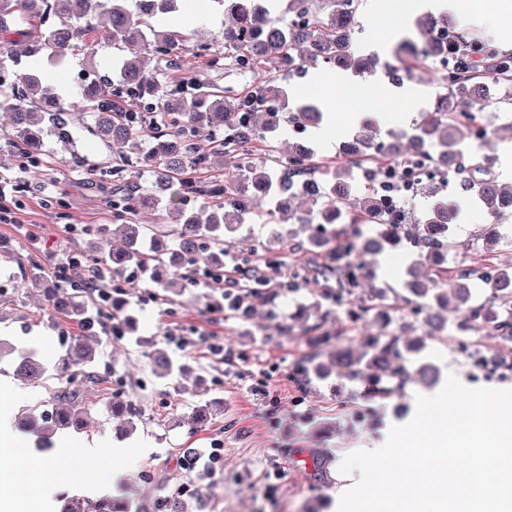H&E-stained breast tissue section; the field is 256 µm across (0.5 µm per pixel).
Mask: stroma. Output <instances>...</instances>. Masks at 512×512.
<instances>
[{
	"instance_id": "35a3bbf8",
	"label": "stroma",
	"mask_w": 512,
	"mask_h": 512,
	"mask_svg": "<svg viewBox=\"0 0 512 512\" xmlns=\"http://www.w3.org/2000/svg\"><path fill=\"white\" fill-rule=\"evenodd\" d=\"M487 118L492 134L484 150L496 156L499 180L510 183L512 112L491 109ZM45 149L46 164L34 178L13 157H0V177L28 183L18 195L16 223H0V338L27 346L50 364L63 351L61 334L83 333L80 322L50 309L43 293L63 255L85 245L65 228L111 223L112 210L85 174L64 163L53 138H46ZM126 293L136 330L118 337L111 321L97 325L98 380L83 387L94 409L74 436L122 437L124 421L111 415L109 402L113 379L123 380L124 398L141 405L143 413L135 431L123 437L128 454L113 458L112 469L139 512H159L174 493L185 512H336L344 457L383 445L391 426L413 417L417 395L438 393L451 374L469 387L512 389V377L484 378L456 354L449 337L426 336L420 326L409 337L423 339L420 355L436 365V384H408L399 401L367 397L359 382L335 367L327 379L300 385L295 363L304 344L286 312L311 302L312 287L273 301L256 298L246 319L211 310L201 288L174 291L165 299L139 281ZM158 350L184 364V372L159 376L151 363ZM261 385L269 400L254 395ZM208 402L215 403V415L196 425L197 407ZM215 442L224 448L220 469L186 467L188 458ZM315 448L330 453L320 472L309 463Z\"/></svg>"
}]
</instances>
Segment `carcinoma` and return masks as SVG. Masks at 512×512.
Segmentation results:
<instances>
[{
  "label": "carcinoma",
  "instance_id": "obj_1",
  "mask_svg": "<svg viewBox=\"0 0 512 512\" xmlns=\"http://www.w3.org/2000/svg\"><path fill=\"white\" fill-rule=\"evenodd\" d=\"M182 0H0V72L5 62L25 54L31 64L9 73L10 83L0 85V113L11 128L8 146L20 159L22 170L39 174L45 162L43 138L50 134L73 164L92 175L97 166L76 149L74 126L114 155L112 186L101 185L112 205V223L91 228L87 250L72 255L71 265L57 273L64 291L49 295L52 305L70 318L82 321L87 308L80 300L94 268L107 266L109 281L96 285L95 301L109 304V318L119 317L125 289L121 285L130 267L143 278L155 281L156 264L167 262L180 272L181 287L208 288L218 285L199 277V253H210V266L224 268L221 257L233 254L232 240L250 234L254 224H311L313 232L299 246L265 247L262 258L268 269H279L284 260L293 262L288 291L302 286L323 285L308 307L300 312L306 321L302 335L308 350L296 362L300 381L326 376V356L347 377L364 383L366 396L401 397L410 382L430 384L438 377L436 366L410 358L403 340L405 330L421 322L428 332L448 327L447 312L459 317L455 327L476 336H512V263L497 261L502 236L498 228L512 214V184L500 181L492 170V158L470 139L474 114H484L492 105L512 111V93L489 103L486 84L492 81L512 90V53L485 56L477 42L458 34L445 43L433 38L444 25L429 16L417 33L403 37L391 56H364L357 50L358 27L355 0H288V17L278 23L268 17L262 0H209V8L223 17L214 39H193L192 31L174 24ZM310 13L303 24L294 23L301 10ZM102 25L115 53L107 66L108 76L80 87L82 111L66 107L65 87L49 74L67 67L75 42ZM224 42V51L214 41ZM448 57L452 71L435 72L440 90L433 110L398 137L382 143L374 123H363L345 145V155L361 159L323 163L300 157L309 153L302 146L275 156L283 114L288 122L304 128L319 126V106L299 101L289 104V95L276 84V72L288 64L297 69L306 64H325L345 73L362 76L377 67L402 72L413 78L429 66V59ZM232 71L251 78L241 91L222 88L214 76ZM434 150L436 160L448 166L447 173L461 195L484 210L492 223L483 244H471L476 264L493 265V275L484 284L486 297L478 302V285L470 269L444 264L445 254L457 247L455 224L448 209L432 204L420 216L388 203L374 189L385 161L402 162L411 148ZM171 191L175 211L183 224L165 230L163 224H142L139 216L155 191ZM171 233L176 244L171 252L159 246ZM119 239L124 246L112 247ZM405 240L421 242L418 260L408 267L401 297L393 288L365 290L372 278L364 261L368 254H383ZM236 271L229 288L255 293L269 290L267 279L253 274L251 261L236 258ZM453 290L454 306L441 293ZM336 306L355 324L365 318L378 325L357 347L334 337L342 331H321L323 301ZM416 304L425 312L420 320L392 327L401 311L399 301ZM90 337L75 336L65 356L58 359L55 374L32 353L15 352L0 340V357L15 354L16 375L40 386L57 377L66 386L50 393L49 413L19 419L27 431L44 439L59 428H77L90 406L81 388L96 380L83 366L94 362L96 352ZM161 374L181 372L164 352L154 356ZM110 411L134 424L138 409L120 396L112 397ZM120 503L110 497L90 501L86 507L62 512H119Z\"/></svg>",
  "mask_w": 512,
  "mask_h": 512
}]
</instances>
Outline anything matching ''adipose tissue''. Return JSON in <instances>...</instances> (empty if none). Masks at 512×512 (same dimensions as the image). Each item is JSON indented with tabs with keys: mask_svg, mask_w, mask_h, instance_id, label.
Segmentation results:
<instances>
[{
	"mask_svg": "<svg viewBox=\"0 0 512 512\" xmlns=\"http://www.w3.org/2000/svg\"><path fill=\"white\" fill-rule=\"evenodd\" d=\"M362 10L372 33L366 43L368 51L384 53L385 45L377 33L380 22L403 25L425 14H455L463 31L479 27L491 35L497 47L512 52V0H363ZM303 94L319 99L329 117L313 129L312 138L325 149H332V127L359 124L368 113V103L380 100L409 104L419 92L411 85L397 87L388 83L354 81L332 77L312 69L301 85ZM107 448L101 441L74 442L60 435L53 449L43 452L34 439L20 433L13 415L0 414V455L34 459L33 467L21 470L0 482V512H59L60 491L83 497H97L107 488L106 468L97 460ZM74 466H65L67 458Z\"/></svg>",
	"mask_w": 512,
	"mask_h": 512,
	"instance_id": "1",
	"label": "adipose tissue"
}]
</instances>
